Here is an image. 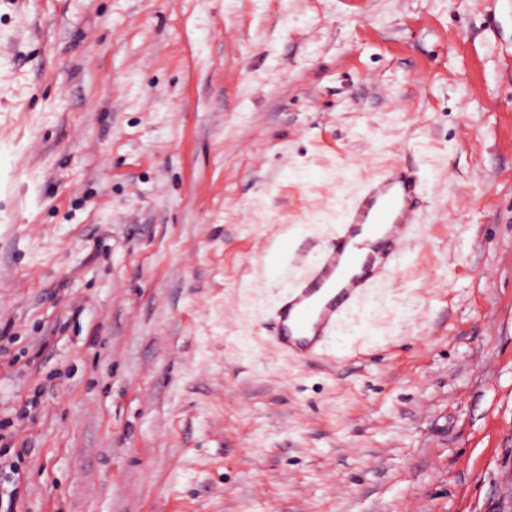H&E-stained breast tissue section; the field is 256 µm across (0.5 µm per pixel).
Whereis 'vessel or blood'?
<instances>
[{
  "instance_id": "b4317fda",
  "label": "vessel or blood",
  "mask_w": 512,
  "mask_h": 512,
  "mask_svg": "<svg viewBox=\"0 0 512 512\" xmlns=\"http://www.w3.org/2000/svg\"><path fill=\"white\" fill-rule=\"evenodd\" d=\"M423 194L422 178L401 164L364 182L335 238L286 290L275 312L277 348L304 359L325 354L369 288L398 265Z\"/></svg>"
}]
</instances>
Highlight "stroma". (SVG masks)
Returning <instances> with one entry per match:
<instances>
[{"mask_svg":"<svg viewBox=\"0 0 512 512\" xmlns=\"http://www.w3.org/2000/svg\"><path fill=\"white\" fill-rule=\"evenodd\" d=\"M407 160L400 265L281 352ZM0 420L20 512H512V0H0ZM424 181L412 167L395 165L365 181L345 208L335 238L288 288L275 312L274 345L299 358L322 357L338 328L375 281L399 264L418 224ZM376 237L370 251L355 252Z\"/></svg>","mask_w":512,"mask_h":512,"instance_id":"1","label":"stroma"}]
</instances>
